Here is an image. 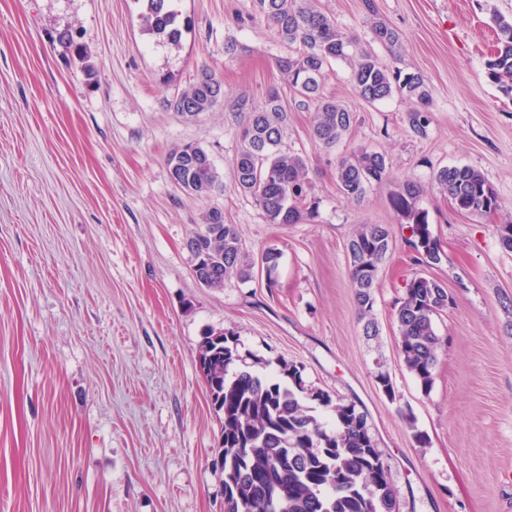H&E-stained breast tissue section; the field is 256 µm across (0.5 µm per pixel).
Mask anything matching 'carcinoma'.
I'll use <instances>...</instances> for the list:
<instances>
[{
  "label": "carcinoma",
  "instance_id": "obj_1",
  "mask_svg": "<svg viewBox=\"0 0 512 512\" xmlns=\"http://www.w3.org/2000/svg\"><path fill=\"white\" fill-rule=\"evenodd\" d=\"M142 15L147 31L175 42L181 35L177 13L167 0H145ZM252 22L267 24L293 51L276 59V67L293 92L295 108L313 111L312 136L316 145L332 148L354 122L352 112L320 91L331 62L347 60L351 83L365 101H383L398 93L414 103L409 127L417 135L430 123V91L423 77L393 72L377 57L357 47L356 41L319 6L318 0H252ZM498 47L487 62L489 80L512 93V16L496 12ZM378 42L394 46L396 31L384 23L373 25ZM56 40L67 45L79 60L84 47L63 30ZM219 81L208 71L170 103L174 111L195 117L214 107L211 95ZM247 113L240 137L242 147L234 165L237 187L253 197L275 224H297L311 214L306 160L278 151L288 123L282 96L271 90L259 104L241 97L234 103ZM168 168L178 174V187L206 198L222 188L209 154L196 144H185L167 156ZM390 176L386 156L358 149L343 157L336 168V183L347 199L360 201L368 191ZM435 181L453 207L468 215L488 216L500 208L492 186L477 169L467 165L443 167ZM420 187L405 178L391 194L392 207L409 224V245L415 259L441 261L429 229L427 213L419 207ZM193 259L201 261L206 287L219 289L231 279L251 277L255 262L244 249L233 224L214 229L212 211L200 230L185 243ZM388 224H363L347 244L354 303L367 337L379 335L374 318V288L379 271L392 252ZM448 288L441 281L412 278L396 310L399 349L403 363L424 392L433 386L442 339L435 318L448 308ZM197 361L207 382L210 400L223 415L218 454L224 464V512H397L395 490L381 452L370 433L367 416L354 403L333 401L329 393L305 387L303 368L285 359L278 370L262 377L242 361L238 338L232 331L211 330L202 336ZM330 408L336 425L327 427L316 408Z\"/></svg>",
  "mask_w": 512,
  "mask_h": 512
}]
</instances>
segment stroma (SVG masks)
<instances>
[{"instance_id":"1","label":"stroma","mask_w":512,"mask_h":512,"mask_svg":"<svg viewBox=\"0 0 512 512\" xmlns=\"http://www.w3.org/2000/svg\"><path fill=\"white\" fill-rule=\"evenodd\" d=\"M320 6L391 70L423 76L430 123L414 135L411 101L367 103L349 64L333 62L321 91L355 123L324 150L310 112H290L279 149L307 160L315 214L274 224L237 190L233 165L244 121L235 101L261 102L275 87L292 98L275 66L288 47L249 21L251 0H169L175 45L145 32L141 0H0V512H224L213 468L223 416L197 364L211 329L234 331L245 364L264 359L260 374L297 363L306 387L365 411L399 512H512V253L496 231L512 220V95L487 78L490 17L511 15L512 0ZM375 20L397 31L395 46L375 40ZM66 28L86 61L56 42ZM204 69L224 97L182 117L169 103ZM187 143L209 153L222 191L197 198L172 182L166 157ZM359 148L391 166L361 202L336 186L339 158ZM451 165L478 169L501 211L458 213L433 179ZM407 177L422 186L442 257L429 267L414 262L390 204ZM213 207L253 256L280 251L275 284L258 273L219 290L197 281L185 242ZM363 224L393 236L373 340L347 254ZM417 275L453 298L436 319L443 343L427 393L403 364L395 323ZM381 367L395 398L375 382Z\"/></svg>"}]
</instances>
